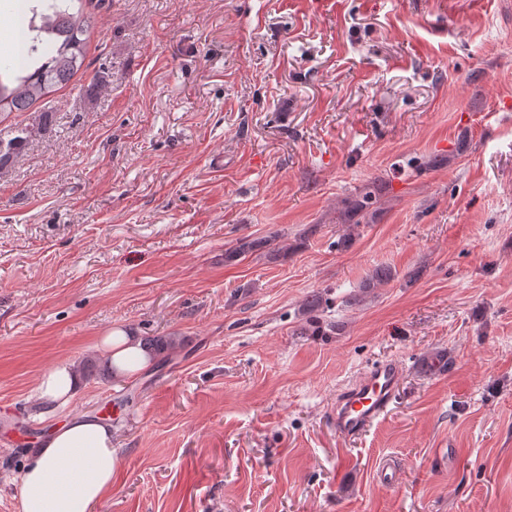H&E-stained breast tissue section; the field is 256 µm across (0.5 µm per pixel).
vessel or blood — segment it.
Instances as JSON below:
<instances>
[{"label": "vessel or blood", "instance_id": "obj_1", "mask_svg": "<svg viewBox=\"0 0 512 512\" xmlns=\"http://www.w3.org/2000/svg\"><path fill=\"white\" fill-rule=\"evenodd\" d=\"M401 376L400 366L382 361L336 403L333 422L337 433L345 438L359 436L388 410Z\"/></svg>", "mask_w": 512, "mask_h": 512}]
</instances>
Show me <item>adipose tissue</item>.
Returning <instances> with one entry per match:
<instances>
[{"mask_svg":"<svg viewBox=\"0 0 512 512\" xmlns=\"http://www.w3.org/2000/svg\"><path fill=\"white\" fill-rule=\"evenodd\" d=\"M97 348L112 376L124 379L143 369L149 357L138 337L116 329L100 337ZM80 379L72 366L60 363L38 381L41 399L67 404ZM118 458L112 426L91 417H73L46 435L21 476L20 512H91L112 488Z\"/></svg>","mask_w":512,"mask_h":512,"instance_id":"adipose-tissue-1","label":"adipose tissue"}]
</instances>
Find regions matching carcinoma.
<instances>
[{"label":"carcinoma","mask_w":512,"mask_h":512,"mask_svg":"<svg viewBox=\"0 0 512 512\" xmlns=\"http://www.w3.org/2000/svg\"><path fill=\"white\" fill-rule=\"evenodd\" d=\"M83 0H30L25 6L27 33L23 35L25 62L17 64L12 54H0V112H24L38 99L67 84L81 69L85 61V39L90 20L83 15ZM32 131L23 129L13 140L0 143V168L11 165L18 157ZM377 203L376 191L368 189L359 194L352 205L356 223L354 229L373 215ZM394 278L388 268L376 269L359 292L349 298V303H358L364 294L376 285ZM322 294L310 295L303 307L307 315L302 334L320 336L322 325L316 312L323 305ZM183 344L179 336H153L143 339L147 353L156 358H166ZM78 371L88 378H109V369L102 367L94 358L85 359L77 365ZM424 372L440 373L448 369V354L435 351L422 359Z\"/></svg>","instance_id":"carcinoma-1"}]
</instances>
